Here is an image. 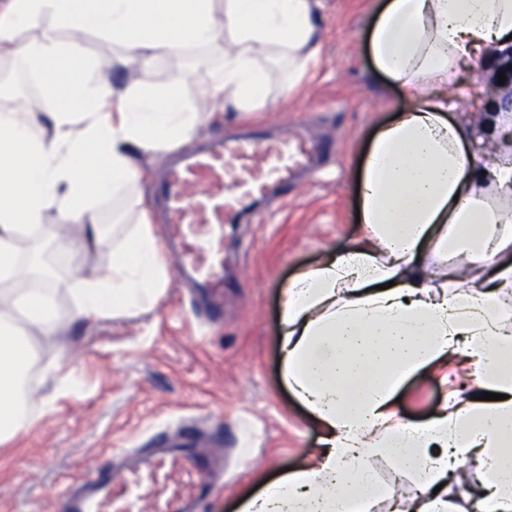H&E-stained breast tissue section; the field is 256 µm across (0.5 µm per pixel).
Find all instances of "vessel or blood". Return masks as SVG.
Returning <instances> with one entry per match:
<instances>
[{"instance_id": "b4317fda", "label": "vessel or blood", "mask_w": 512, "mask_h": 512, "mask_svg": "<svg viewBox=\"0 0 512 512\" xmlns=\"http://www.w3.org/2000/svg\"><path fill=\"white\" fill-rule=\"evenodd\" d=\"M332 150L331 142L313 141L298 132L251 144L212 138L180 154L154 182L166 235L183 257L177 274L205 290L211 321L224 318L225 225L259 210ZM256 154L262 155L263 165L253 169L249 163ZM223 469V458L207 449L198 432L126 451L120 466L99 468L70 483L54 509L141 512V502L151 498L155 512H196L197 504L213 491L209 475Z\"/></svg>"}]
</instances>
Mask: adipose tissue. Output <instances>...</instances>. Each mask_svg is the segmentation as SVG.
I'll return each instance as SVG.
<instances>
[{
    "instance_id": "1",
    "label": "adipose tissue",
    "mask_w": 512,
    "mask_h": 512,
    "mask_svg": "<svg viewBox=\"0 0 512 512\" xmlns=\"http://www.w3.org/2000/svg\"><path fill=\"white\" fill-rule=\"evenodd\" d=\"M47 16L53 26L21 40ZM62 28L103 33L147 66L230 37L209 93L243 112L264 98L257 50L287 59L286 97L319 53L312 0H224L219 13L213 0H0V58L42 71L40 95L53 105L45 125L28 103L0 108V445L36 421L31 378L51 389L46 411L82 384L65 359L37 366L36 337L55 335L68 318L126 315L163 295V252L133 189L145 157L189 142L201 120L200 93L185 78L162 93L57 80L62 58L83 59L78 42L59 39ZM369 46L375 68L412 105L376 133L361 161V235L290 281L280 315L283 376L319 424L323 451L241 512H370L386 490L364 460L380 453L424 487L395 512H455L444 485L458 480L468 457L484 471L480 497L493 512H512V305L500 300L512 291V140L478 155L467 148L474 127L448 119V86L463 62L512 48V0H383ZM110 196L125 197L139 215L113 244L98 210ZM51 210L111 252L106 272L72 284L66 312L41 269L20 264L16 252ZM429 253L439 272L425 268ZM21 271L33 287H11ZM453 359L494 400L447 403L425 422H404L394 409L400 388Z\"/></svg>"
}]
</instances>
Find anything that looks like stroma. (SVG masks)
Listing matches in <instances>:
<instances>
[{"label": "stroma", "mask_w": 512, "mask_h": 512, "mask_svg": "<svg viewBox=\"0 0 512 512\" xmlns=\"http://www.w3.org/2000/svg\"><path fill=\"white\" fill-rule=\"evenodd\" d=\"M380 3L316 0L319 55L289 101L280 98L287 66L269 50L256 55L268 75L257 111L198 100L202 119L196 140L230 136L247 124L280 131L302 124L318 138L337 141V153L253 223L227 225L233 279L224 291L223 322L208 320L203 304L175 273L178 257L170 256L169 281L153 307L97 322L68 321L57 336L43 341L42 362L64 347L81 373L82 388L58 398L29 434L0 447V512H53L66 483L102 466L110 450L139 448L158 434L176 437L184 420L224 431V480L197 512H239L246 498L283 469L303 468L317 454L320 429L282 376L279 311L291 279L359 236L354 184L359 161L376 131L410 105L370 61L368 33ZM80 44L88 67L64 64L62 76L100 77L153 92L169 88L181 73L207 89L224 57L219 44L145 68L102 34H85ZM501 63L498 50L486 49L463 67L457 87L449 91L464 98L449 120L473 113L486 141L495 133L488 115L512 110V81L502 84L496 77ZM46 222L50 233L69 242L54 257L62 285L57 301L66 309L72 305V280L107 267L110 255L57 211H50ZM473 387L463 363L445 379L427 369L399 390L395 410L409 422H423L449 393L465 394ZM365 464L398 498L412 496L415 477L399 472L392 458L373 455Z\"/></svg>", "instance_id": "1"}]
</instances>
